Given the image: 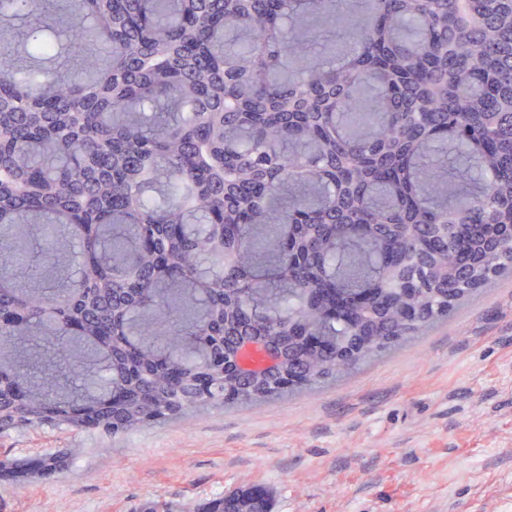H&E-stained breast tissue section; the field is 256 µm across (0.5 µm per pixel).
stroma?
Here are the masks:
<instances>
[{"mask_svg": "<svg viewBox=\"0 0 512 512\" xmlns=\"http://www.w3.org/2000/svg\"><path fill=\"white\" fill-rule=\"evenodd\" d=\"M76 451L51 482L0 481V512H178L252 486L271 512H512V272L311 391L119 436H0V460Z\"/></svg>", "mask_w": 512, "mask_h": 512, "instance_id": "35a3bbf8", "label": "stroma"}]
</instances>
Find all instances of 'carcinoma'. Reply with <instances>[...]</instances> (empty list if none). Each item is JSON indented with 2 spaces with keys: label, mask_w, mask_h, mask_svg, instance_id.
Wrapping results in <instances>:
<instances>
[{
  "label": "carcinoma",
  "mask_w": 512,
  "mask_h": 512,
  "mask_svg": "<svg viewBox=\"0 0 512 512\" xmlns=\"http://www.w3.org/2000/svg\"><path fill=\"white\" fill-rule=\"evenodd\" d=\"M511 270L512 0H0L1 432L278 398L242 336L310 390ZM279 362L276 353L258 340H244L236 356L239 370L255 376L269 373L279 365Z\"/></svg>",
  "instance_id": "cac0c4a2"
}]
</instances>
